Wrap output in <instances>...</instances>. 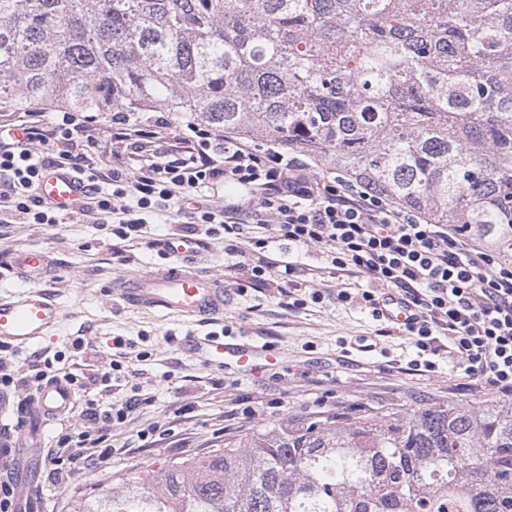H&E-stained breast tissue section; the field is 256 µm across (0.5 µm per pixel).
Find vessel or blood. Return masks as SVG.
Masks as SVG:
<instances>
[{"label":"vessel or blood","instance_id":"b4317fda","mask_svg":"<svg viewBox=\"0 0 512 512\" xmlns=\"http://www.w3.org/2000/svg\"><path fill=\"white\" fill-rule=\"evenodd\" d=\"M89 193L90 188L83 179L54 168L44 171L35 188L42 202L65 212L77 209ZM166 251L174 262L173 267L150 271L122 283L113 289V297L139 308L192 319L212 320L223 315L226 296L220 283L192 268L201 253L198 242L173 238ZM51 262L50 251L44 249L13 256L12 269L27 286L0 295V343L22 348L57 331L62 310L40 287ZM205 345L223 355L225 366L245 376H259L266 363L278 357L275 350L248 341L221 344L209 338ZM73 400L72 388L65 382L55 381L42 389L37 410L41 417L49 419L68 412Z\"/></svg>","mask_w":512,"mask_h":512}]
</instances>
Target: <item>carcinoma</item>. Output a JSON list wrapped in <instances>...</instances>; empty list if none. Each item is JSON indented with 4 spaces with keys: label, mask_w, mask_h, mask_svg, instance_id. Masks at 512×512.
I'll list each match as a JSON object with an SVG mask.
<instances>
[{
    "label": "carcinoma",
    "mask_w": 512,
    "mask_h": 512,
    "mask_svg": "<svg viewBox=\"0 0 512 512\" xmlns=\"http://www.w3.org/2000/svg\"><path fill=\"white\" fill-rule=\"evenodd\" d=\"M309 152L512 266V0H0V107ZM65 512H512V402L287 423Z\"/></svg>",
    "instance_id": "carcinoma-1"
}]
</instances>
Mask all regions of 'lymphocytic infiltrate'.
<instances>
[{"instance_id":"1","label":"lymphocytic infiltrate","mask_w":512,"mask_h":512,"mask_svg":"<svg viewBox=\"0 0 512 512\" xmlns=\"http://www.w3.org/2000/svg\"><path fill=\"white\" fill-rule=\"evenodd\" d=\"M38 106L0 119V216L18 212L33 224H57L61 211L43 204L34 187L53 167L84 178L92 204L77 212L110 214L116 233H138L149 214L182 205L193 191L218 182L241 187L242 197L201 210L207 236L225 234L247 243L235 265L249 286L297 272L290 260L266 255L268 234L295 246H317L336 278H357L362 288L337 289L335 300L359 304L384 320L381 301L399 296L411 313L398 326L419 350L414 367L431 372L440 339L464 374L486 393L512 396V266L472 244L450 224H433L401 207L372 185L334 172L317 171L310 156L276 144L259 149L241 137L192 125L180 135L167 120L142 126L128 114L112 117L113 143L138 149L142 139L160 140L158 151L136 173L97 169L72 155L68 144L92 130L90 115L64 110L46 120ZM136 399L99 408L88 404L86 426L59 437L41 455L52 484H65L71 466L99 468L112 451L114 426L124 423Z\"/></svg>"}]
</instances>
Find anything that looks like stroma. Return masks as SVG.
<instances>
[{"label": "stroma", "mask_w": 512, "mask_h": 512, "mask_svg": "<svg viewBox=\"0 0 512 512\" xmlns=\"http://www.w3.org/2000/svg\"><path fill=\"white\" fill-rule=\"evenodd\" d=\"M97 118V129L77 138L75 154L94 164L132 168V160L112 152L109 115L101 112ZM195 219L189 209L152 215L140 238L128 243L97 213L70 217L62 224H32L20 215L0 240V293L23 286L10 268L12 253L46 249L54 265L42 288L63 310L56 335L11 349L16 386L0 397V418L24 420L14 448L0 457V468L11 469L28 494L29 512H62L71 496L112 477L133 479L258 429L312 419L311 407L320 397L343 423L439 405L494 403L493 395L467 388L463 371L448 353L435 356L432 372L409 370L417 351L407 337L395 329L381 334L380 323L367 312L336 303L333 295L340 283L325 270L315 246L295 249L293 258L300 268L299 295L323 292L319 304L291 307L276 290L240 289L233 269L238 256L226 250L220 236L209 239L195 268L227 289L230 303L222 319L166 318L106 296V288L117 279L170 266L155 240L180 234L182 225ZM214 335L229 343L249 339L275 347L279 358L261 377L235 374L200 346L201 338ZM119 339L124 348H116ZM39 356L56 359L58 367L84 384L75 394L72 428L81 425L78 412L88 402L104 407L130 398L139 401L127 423L112 430L116 453L110 467L98 472L76 466L70 482L55 488L46 486L41 468L29 458L31 446L56 447L61 432L59 421L40 419L23 384ZM115 358L122 367L108 386L100 377ZM248 407L255 409V416L242 417ZM153 424L169 430L158 445L140 436Z\"/></svg>", "instance_id": "35a3bbf8"}]
</instances>
